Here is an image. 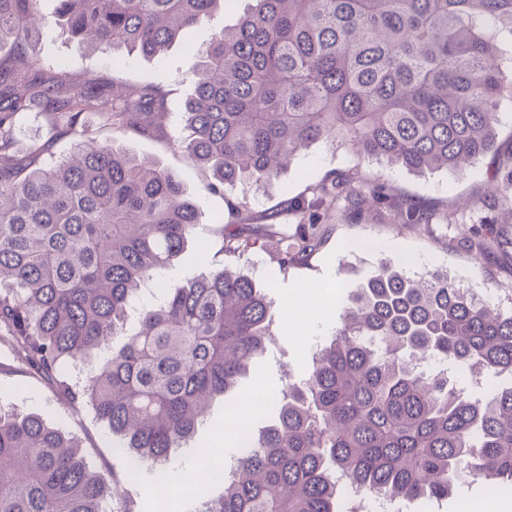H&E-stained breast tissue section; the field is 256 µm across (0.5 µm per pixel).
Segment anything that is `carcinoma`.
Segmentation results:
<instances>
[{
	"mask_svg": "<svg viewBox=\"0 0 512 512\" xmlns=\"http://www.w3.org/2000/svg\"><path fill=\"white\" fill-rule=\"evenodd\" d=\"M0 0V343L74 407L87 406L128 460L123 483L169 477L174 451L212 400L245 385L266 350L273 302L232 268H213L202 211L154 162L86 136L83 114L142 137L166 136L158 84L117 86L95 76L47 75L25 48L62 25L103 55L153 56L213 20L228 0ZM512 0H255L215 31L192 70L177 147L209 169L217 192L276 180L311 144L345 137L362 156L420 172H462L494 149L500 104L512 101ZM42 116L73 151L47 161L49 144L17 148L16 117ZM507 182L493 204L512 213ZM341 172L286 203L314 214L298 224L279 271L322 246L317 214L342 205L359 217L375 200L399 223L429 225L435 210L406 197L355 188ZM212 225L230 253L282 235L255 224L236 199ZM204 270L171 287L168 269L189 245ZM470 253L512 249V231L471 225ZM152 286L156 305L130 322L131 302ZM459 375L512 376V311L384 264L348 296L342 325L308 373L272 397V424L248 432L227 480L217 460L203 484L224 491L202 512H340L339 479L370 494L445 498L467 478L512 485V387L481 399ZM85 462L77 440L38 416L0 408V512H139Z\"/></svg>",
	"mask_w": 512,
	"mask_h": 512,
	"instance_id": "obj_1",
	"label": "carcinoma"
}]
</instances>
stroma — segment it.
Here are the masks:
<instances>
[{
	"mask_svg": "<svg viewBox=\"0 0 512 512\" xmlns=\"http://www.w3.org/2000/svg\"><path fill=\"white\" fill-rule=\"evenodd\" d=\"M252 5V0H231V5L218 12L213 22L194 28L187 41H176L166 51L152 57L133 55L122 64H113L110 57L93 52L81 40L62 31L45 35L35 44L32 54L49 73L64 70L71 73L91 71L102 80L117 79L131 84L162 83L167 110L178 115L191 93L188 75L196 62L197 49L206 47L216 28L234 24ZM88 137L102 144H117L140 157L153 159L168 169L180 182L185 193L196 200L207 216L225 209L222 194L203 190L211 180L209 171L191 164L184 154L167 142L135 136L103 126L95 114L85 118ZM357 170L361 188L381 185L394 193L419 201L439 213L455 212L457 224L447 226H410L384 219L378 211L351 218L341 210L324 215L330 233L322 250L293 266L286 273L276 274L272 253L253 249L241 255L222 250L218 238H211L209 260L214 266L237 268L257 282L269 283L275 321L274 336L267 355L253 368L250 385L254 388L281 387L286 376H302L312 360L317 345L331 336L340 325V297L351 288L369 279L381 262L400 261L412 255L419 260L420 271L447 274L457 287L472 291L482 298H492L503 310L512 309V254L493 251L481 257L467 254L461 240L460 227L478 223L482 217L498 218L488 187L496 169L495 155L480 157L463 173L445 170L415 173L398 169L379 160L355 155L344 138L312 144L300 160L288 168L273 184L237 186L233 194L246 201L247 214L254 223H266L270 214H277L279 223L294 224L293 214H279L284 200L308 195L310 189L334 174ZM374 241V248L365 251L345 250L348 241ZM320 291L330 301V312L294 324L288 323L284 308L302 291ZM0 406L14 407L26 414L40 416L47 423L77 436L81 441L90 469L111 474L122 472L124 458L112 450V434L96 421L90 410H72L46 381L25 373L14 353L0 345ZM230 400L216 399L205 420L189 443L172 456V468L192 471L198 453L216 445V437L224 426V412L233 408ZM495 501L506 504L512 512V492L491 495L488 485L477 480L458 486L448 500L435 503L414 501L408 512H467L468 505Z\"/></svg>",
	"mask_w": 512,
	"mask_h": 512,
	"instance_id": "1",
	"label": "stroma"
}]
</instances>
